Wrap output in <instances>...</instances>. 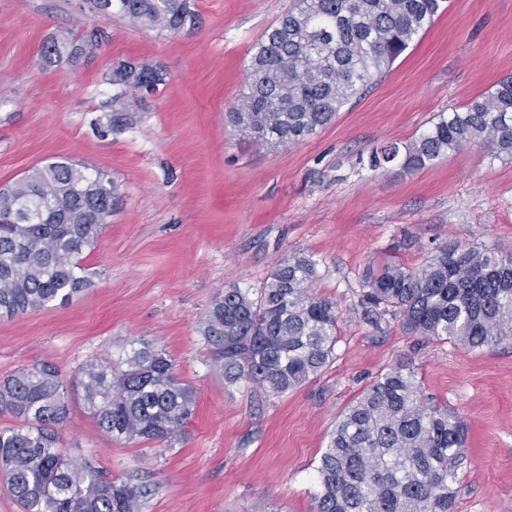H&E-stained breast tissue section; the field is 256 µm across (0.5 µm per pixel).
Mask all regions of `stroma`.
Instances as JSON below:
<instances>
[{
  "label": "stroma",
  "mask_w": 512,
  "mask_h": 512,
  "mask_svg": "<svg viewBox=\"0 0 512 512\" xmlns=\"http://www.w3.org/2000/svg\"><path fill=\"white\" fill-rule=\"evenodd\" d=\"M177 34L95 15L81 0H0V187L65 159L107 173L123 202L82 255L93 286L69 305L0 317V379L43 362L71 376L131 344L164 349L197 406L172 442L119 443L72 404L60 428L74 460L148 488L142 512H314L317 467L347 407L397 362L468 426L454 512H512V341L481 349L364 318L366 273L416 267L443 245L512 252V160L484 147L406 172L373 170V148L407 144L512 74V0L451 6L317 134L273 150L234 131L248 65L297 0H189ZM97 36L49 65L52 39ZM160 66L165 83L121 134L92 122L116 92L114 64ZM293 255L317 263L336 300L335 355L282 395L225 379L199 333L225 289L257 296Z\"/></svg>",
  "instance_id": "stroma-1"
}]
</instances>
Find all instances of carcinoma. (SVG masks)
<instances>
[{
	"label": "carcinoma",
	"instance_id": "cac0c4a2",
	"mask_svg": "<svg viewBox=\"0 0 512 512\" xmlns=\"http://www.w3.org/2000/svg\"><path fill=\"white\" fill-rule=\"evenodd\" d=\"M445 2L299 0L258 43L232 125L273 149L303 141L388 69ZM89 9L173 34L196 20L189 0H89ZM94 42L93 32L79 43L51 41L42 56L49 64L77 58ZM108 81L122 91L106 104V127L121 134L140 122L135 92L153 94L165 77L156 65L120 62ZM465 146L512 158V76L439 115L410 143L372 150L369 167L418 171ZM120 202L108 174L64 159L0 189V313L67 305L89 288L81 255L97 246ZM315 276L314 260L292 256L257 297L227 288L212 302L199 331L227 380L280 395L327 366L339 313L336 301L313 291ZM364 287L372 323L389 314L411 336L470 349L512 340L511 252L445 245L418 267L368 274ZM73 399L116 441L171 442L195 413L194 388L147 343L116 362L90 360L67 379L45 363L0 381V410L19 421L0 429V475L25 512H141L147 491L104 479L62 452L57 427ZM466 441L464 420L426 401L413 363L400 362L336 425L317 467L315 512H452Z\"/></svg>",
	"mask_w": 512,
	"mask_h": 512
}]
</instances>
